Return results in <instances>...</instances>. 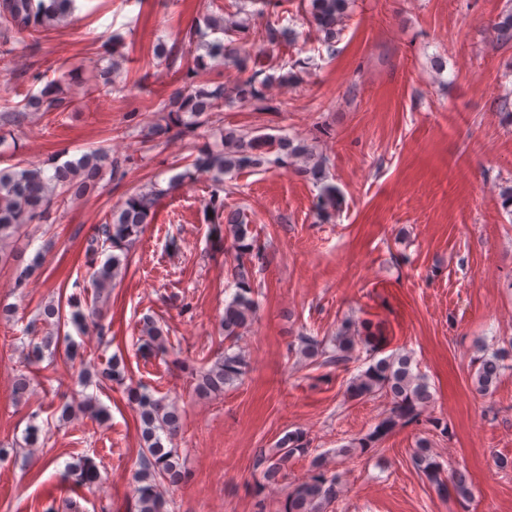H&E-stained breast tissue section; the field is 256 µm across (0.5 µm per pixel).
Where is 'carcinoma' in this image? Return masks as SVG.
I'll use <instances>...</instances> for the list:
<instances>
[{"label":"carcinoma","instance_id":"1","mask_svg":"<svg viewBox=\"0 0 512 512\" xmlns=\"http://www.w3.org/2000/svg\"><path fill=\"white\" fill-rule=\"evenodd\" d=\"M75 0H0V30L15 31L19 34L39 27L48 29L58 25L73 10ZM351 0H309L306 13L309 21L324 34L323 41L331 44L339 34L337 26L347 17ZM205 27L215 33L229 37V41L220 39L213 43L201 44L197 38L201 29L192 33L194 50L204 49L205 53L193 56L187 64L184 79L189 80L195 69L206 65V59L224 58L231 60L242 69H247L250 60L245 45L249 36L254 35L262 42L279 43L290 35L286 27H279L270 21L264 29L250 32L249 19L236 21L224 16L207 14L203 17ZM495 28L501 40L512 41V9L502 13ZM123 56L112 49V62L99 70V77L90 86L89 92L109 96L112 94L114 75L120 69ZM274 76L264 74L263 69L252 67L251 75L228 89L219 84L214 89L186 85L173 92L164 102L163 112L148 129V133L167 137L184 136L194 129L211 122V119L224 111V106L235 101L253 103L260 112H277L279 107L270 103L264 95V89ZM64 76L49 80L37 94H31L22 103L24 112H51L69 106L61 96V83ZM263 166L292 168L301 176L319 184L326 178V160L313 153L308 142L302 138L273 136L269 134L250 135L235 128L224 129L221 145L199 151L193 159V170H185L173 176L167 186L154 182L147 188L129 196L112 213V219L97 228L89 240L86 252L91 255H103L102 265L91 273L90 287L96 290V299L109 296L116 280L126 271L128 251L132 244L151 223L160 200L193 179V171L210 174L215 190L209 201L213 221H224V237L231 239L233 255V280L236 292L224 306L221 329L224 339L231 342L243 335L255 318L257 304L252 297L251 279L256 267L264 263L265 254L252 228L238 211L224 210V200L220 192L224 191V175L257 169ZM122 164L110 158L106 153L93 151L82 155L75 161L67 160L62 164L51 162L46 170L41 166L29 165L19 170L14 168L0 171V263L17 256L6 251V241L13 238L21 228L28 224H42L50 220V210L57 190L80 195L97 184L104 175L113 177L121 174ZM341 206V199L333 186L325 185L316 203V214L320 218L330 216ZM42 252H37L32 261L20 269L16 285L21 288L42 265ZM72 324L82 334L88 328L97 329L100 342L107 341L103 326L88 323V315L82 308L81 295L75 293L66 301L49 302L26 328L31 336L23 347L20 363L26 371L17 375L14 392L23 398L29 390L32 375L39 371V365L45 359V353L55 356L59 346H65V357L73 359L78 354V345L70 335L59 336L61 326ZM144 342L140 351L145 354H162L166 351L167 338L163 329L153 321L144 324ZM300 355L320 366H342L353 359L355 353L366 352L369 365L354 375L348 382L345 395L349 399L382 394L391 401V407L367 433L353 438L348 444L336 449V455L348 457L356 451L365 452L376 447L388 435L399 428L421 422V417L432 404L433 395L424 377L413 372V358L407 352L396 351L385 357H377L382 343V332L367 320L344 319L336 329V335L330 340L314 336L300 337ZM482 355L477 358L473 374L475 389L484 394L495 391L505 358L512 354V339L508 345L492 351L479 345ZM247 362L241 351L233 350V345L224 348V352L212 365L196 375L195 390L200 395L212 396L224 392V387L232 386L242 380L246 373ZM124 369L117 356L104 368H86L81 374V383L86 386L95 383L98 387L112 382L122 383ZM124 393L129 403L136 406L143 424V448L141 468L136 473L135 500L137 512H169V502L162 486H177L185 483L189 474L181 465L177 452L165 446L173 443L182 429L179 407L174 402L156 399L139 386L129 385ZM88 414L101 422L108 419L105 408L97 405L91 396L77 404L62 405L61 420H68L77 414ZM310 440L300 431L286 433L276 444V452L264 460L263 477L267 484L276 486L282 479L284 464L295 454L308 452ZM417 468L432 482L439 493L446 494L453 489L461 499L471 496L468 473L454 471L449 479L442 478V467L425 441H420L414 453ZM311 476L295 484L288 491L282 512H326L327 506L340 492L338 476L329 473L320 457L311 461ZM68 475L78 486L93 488L102 481L99 470L88 457L77 459L68 466Z\"/></svg>","mask_w":512,"mask_h":512}]
</instances>
